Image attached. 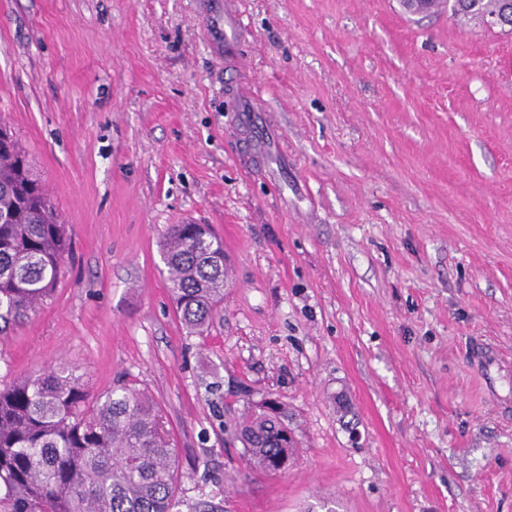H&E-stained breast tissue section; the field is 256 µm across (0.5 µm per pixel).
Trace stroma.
Returning a JSON list of instances; mask_svg holds the SVG:
<instances>
[{
  "label": "stroma",
  "mask_w": 512,
  "mask_h": 512,
  "mask_svg": "<svg viewBox=\"0 0 512 512\" xmlns=\"http://www.w3.org/2000/svg\"><path fill=\"white\" fill-rule=\"evenodd\" d=\"M0 0V124L72 252L0 338V385L53 363L128 381L177 448V512H512V33L400 0ZM252 86L280 152L244 149ZM224 242V309L189 333L159 244ZM271 401L298 442L250 464ZM243 29V19L238 0L224 1V54L234 49Z\"/></svg>",
  "instance_id": "35a3bbf8"
}]
</instances>
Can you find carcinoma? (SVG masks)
Listing matches in <instances>:
<instances>
[{
	"label": "carcinoma",
	"instance_id": "obj_1",
	"mask_svg": "<svg viewBox=\"0 0 512 512\" xmlns=\"http://www.w3.org/2000/svg\"><path fill=\"white\" fill-rule=\"evenodd\" d=\"M502 0H454L481 20ZM70 251L28 155L0 144V336L52 294ZM171 293L185 326L203 333L224 305V242L206 224H171L162 244ZM240 438L254 467L275 473L294 439L262 413ZM177 449L143 390L93 393L74 366H50L0 388V512H172Z\"/></svg>",
	"mask_w": 512,
	"mask_h": 512
}]
</instances>
